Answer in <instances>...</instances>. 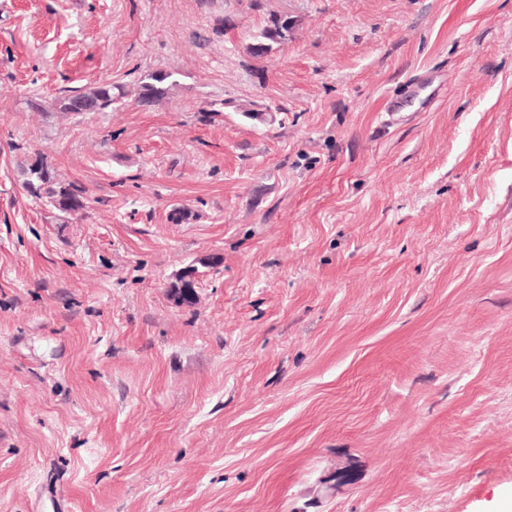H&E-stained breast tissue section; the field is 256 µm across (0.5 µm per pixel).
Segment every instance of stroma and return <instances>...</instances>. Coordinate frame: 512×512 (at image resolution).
<instances>
[{"label": "stroma", "mask_w": 512, "mask_h": 512, "mask_svg": "<svg viewBox=\"0 0 512 512\" xmlns=\"http://www.w3.org/2000/svg\"><path fill=\"white\" fill-rule=\"evenodd\" d=\"M511 503L512 0H0V512ZM298 21L288 15H273L269 24L254 38L249 50L253 57L263 58L272 50V45L288 39L296 27ZM146 80L141 82L135 90L138 103L144 107L159 105L167 94L169 86L176 85L177 82L174 74L162 71L152 73ZM124 96L126 93L123 89L112 87L111 82H101L89 90L59 98L56 106L61 112L70 114L100 112L112 107ZM23 186L47 205L63 214H70L86 206L85 191L73 184H61L54 178L49 166L37 158L24 171ZM85 201V203H84ZM215 262L216 261H215L214 257H209V258H206V259H200V260L194 262L193 264L184 267L182 270H184L186 268H191L194 271H196L198 276L200 277V275L202 273L200 268H210V267H213ZM181 271L176 275L175 280L173 282H171L170 287L168 289V295H169V298L171 300H173V298L175 297V295L179 291L181 293L193 292V290L197 288V283L199 281V277L196 280L197 283L195 284V288H192V286L194 285V282L193 281H183V279H181V277H180Z\"/></svg>", "instance_id": "obj_1"}]
</instances>
